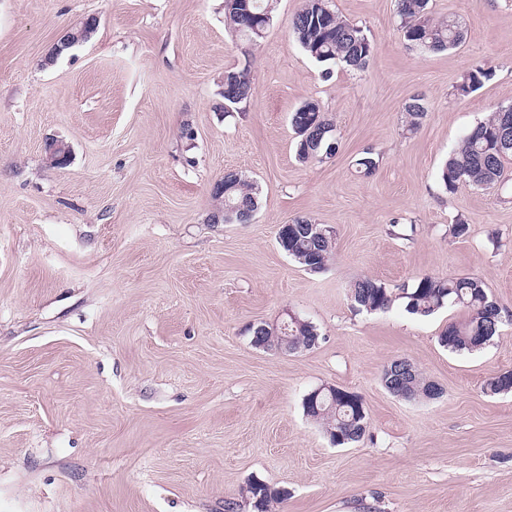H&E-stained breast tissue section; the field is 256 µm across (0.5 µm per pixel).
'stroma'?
Instances as JSON below:
<instances>
[{
  "instance_id": "obj_1",
  "label": "stroma",
  "mask_w": 512,
  "mask_h": 512,
  "mask_svg": "<svg viewBox=\"0 0 512 512\" xmlns=\"http://www.w3.org/2000/svg\"><path fill=\"white\" fill-rule=\"evenodd\" d=\"M301 5L277 0L250 46L224 0H0V512H224L254 479L288 489L273 512H512V392L485 390L512 370V180L451 193L438 177L512 105V0H430L466 25L447 52L404 39L396 0H331L374 51L327 79L290 33ZM89 16L91 39L44 67ZM243 67L252 97L225 112L224 73ZM477 69L489 80L458 96ZM413 98L426 117L410 134ZM308 100L335 127L323 163L296 156L290 117ZM52 139L67 167L47 164ZM228 171L259 187L252 223L211 221ZM298 216L335 233L323 271L278 245ZM426 274L482 279L498 336L452 353L437 338L460 306L351 304L358 279L397 294ZM289 310L315 347L252 346L251 324ZM398 358L440 396L390 394ZM329 385L361 396L360 442L333 446L305 414Z\"/></svg>"
}]
</instances>
